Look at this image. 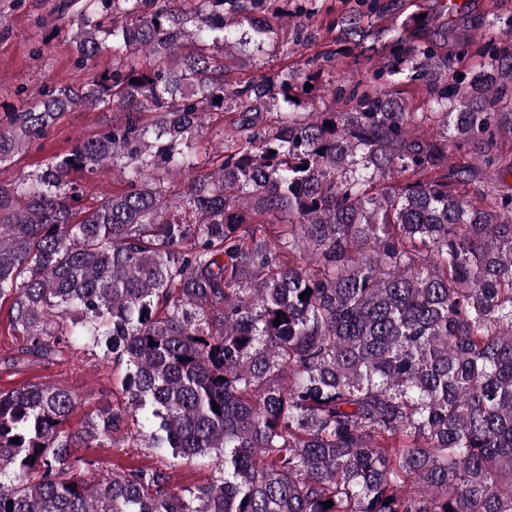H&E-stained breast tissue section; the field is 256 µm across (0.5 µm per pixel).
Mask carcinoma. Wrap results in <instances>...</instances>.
I'll list each match as a JSON object with an SVG mask.
<instances>
[{"instance_id":"cac0c4a2","label":"carcinoma","mask_w":512,"mask_h":512,"mask_svg":"<svg viewBox=\"0 0 512 512\" xmlns=\"http://www.w3.org/2000/svg\"><path fill=\"white\" fill-rule=\"evenodd\" d=\"M58 13L50 35L91 76L0 113V168L74 108L114 117L0 180L22 337L3 364L97 349L124 373L78 431L72 390L0 391V512H512V193L492 177L512 54L479 46L464 83L448 44L403 41L409 17L351 87L326 77L332 51L231 82L228 49L286 58L308 38L281 35L288 0ZM465 145L474 162L452 163ZM111 169L124 190L85 204L75 176ZM140 441L159 463L98 477L78 454ZM194 460L212 482L174 488L168 466Z\"/></svg>"}]
</instances>
